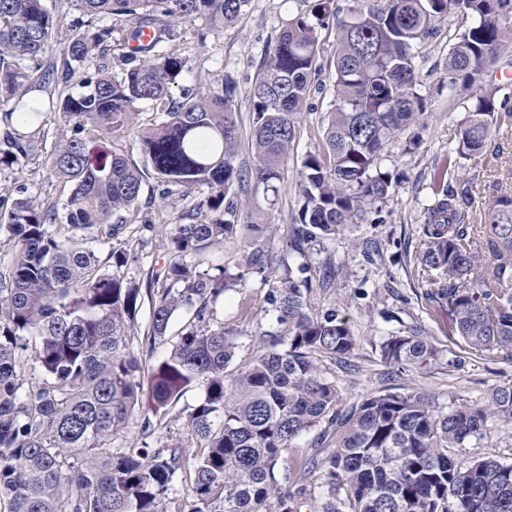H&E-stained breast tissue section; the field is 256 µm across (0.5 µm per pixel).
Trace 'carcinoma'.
Here are the masks:
<instances>
[{"instance_id": "cac0c4a2", "label": "carcinoma", "mask_w": 512, "mask_h": 512, "mask_svg": "<svg viewBox=\"0 0 512 512\" xmlns=\"http://www.w3.org/2000/svg\"><path fill=\"white\" fill-rule=\"evenodd\" d=\"M85 21L64 33L43 0H0V90L22 99L28 85L67 84L83 71L80 91L66 94L56 112L70 136L54 143L52 170L69 188L62 204L37 200L24 184L0 224L15 243L0 267V512H162L174 483L193 463L187 512H301L307 487L320 489L317 512H512V463L496 457H452L487 433L495 420L512 423V384L493 389L487 404L442 407L425 391L380 388L344 407L324 362L353 357L357 338L336 309L341 267L328 256L318 288L329 307L312 311L305 262L280 260L267 280L272 330L254 341V355L237 361V336L224 330L218 306L247 272L200 269L213 249L233 237L239 211L226 201L242 180L237 166V81L221 91L172 88L184 67L158 46L172 23L204 15L215 29L235 22L251 0H73ZM307 9L284 24L248 88L253 110L248 171L254 190L275 193L283 179L308 107L320 56L319 30L337 34L335 104L321 145L302 163L301 223L291 224L288 253L306 258L392 191L377 170L388 143L425 115L416 47L448 27L443 73L456 97L474 100L457 147L435 173L438 190L423 210L422 247L413 257L428 299L451 320V332L470 354L512 362V187L495 185L475 223L468 181L448 182L461 160L485 153L493 132L512 127V108L497 102V87L471 94L489 67H512V0H358L344 16L335 0H303ZM115 17L129 22L119 58L128 68L112 76L101 47ZM149 46L134 51L145 30ZM66 43L63 68L42 65L55 38ZM148 102L165 120L136 126ZM34 103H16L0 117V165H20L32 150L14 125L35 126ZM139 138L143 164L123 145ZM182 198L208 195L167 224L176 257L140 284L127 276L136 257L112 247L103 261L93 243L119 239L146 175ZM278 225H251L249 265L262 271L261 242ZM153 314L149 346L166 340L174 315L188 324L168 354L145 370L133 349L136 316L144 302ZM381 361L400 373L437 365L442 350L422 330L390 332ZM38 368L32 382L25 366ZM203 400L187 418V439L151 448L155 427L146 417L126 448L112 439L135 424L146 402L170 414L188 386ZM317 434L315 453L288 464L282 451Z\"/></svg>"}]
</instances>
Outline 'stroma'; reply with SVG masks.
I'll use <instances>...</instances> for the list:
<instances>
[{"instance_id":"35a3bbf8","label":"stroma","mask_w":512,"mask_h":512,"mask_svg":"<svg viewBox=\"0 0 512 512\" xmlns=\"http://www.w3.org/2000/svg\"><path fill=\"white\" fill-rule=\"evenodd\" d=\"M302 7L301 0H251L238 21L224 29H211L208 20L200 15L178 25L174 44L180 48L185 65L173 90L174 98H181L186 90L218 91L228 75L238 81L240 90H247L283 24ZM447 53L448 42L443 36L419 49L423 81L420 92L426 98L428 116L419 130L417 149L406 151L403 139L398 138L384 151L381 168L399 184L382 205L378 223L351 226L325 244L326 255L343 266L336 280V298L357 338L354 370L336 371V380L348 402L389 385L403 392L414 388L426 391L448 407L462 401L481 406L495 387L512 383L511 363L463 355L461 340L449 336L445 318L438 313L435 302L426 299L411 263L421 247L419 226L434 187V172L446 160L449 149L456 146L460 125L468 117L467 105L448 104L449 92L442 84V63ZM313 86L315 91L302 115L300 135L274 202H267L249 182L233 189V196L242 204L241 223L262 219L284 228L298 223L302 205L298 172L304 157L323 137L335 99L332 69L322 68L315 75ZM76 89L73 81L64 87L34 84L29 86L25 99L47 108L49 101L63 91ZM42 131L43 139L35 141L20 166L0 169V194L19 181L36 198H58L60 187L49 168L47 151L51 143L64 136L65 130L48 108ZM488 146L500 151L496 165L485 164L478 157L465 163L478 209L490 200L493 183L506 181L512 175V138L494 136ZM163 190V184L148 178L137 207L139 221L130 225L123 237V246L137 257L131 273L140 279L146 278L150 268L160 267L167 256L165 238L144 228V221L157 225L177 223L184 205L178 196L163 197ZM269 289L261 275L253 273L224 300V326L239 334V357L250 354L255 335L268 330L271 324ZM387 311L393 313V320L384 319ZM413 326L421 327L442 349L447 362L419 372L393 374L381 361L378 344L389 332ZM458 357L462 358V365L451 367V360Z\"/></svg>"}]
</instances>
